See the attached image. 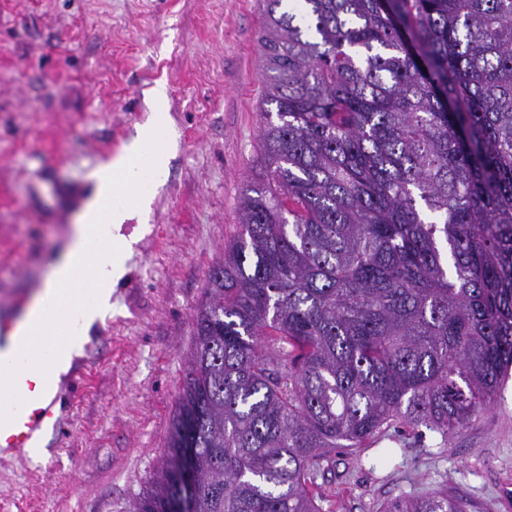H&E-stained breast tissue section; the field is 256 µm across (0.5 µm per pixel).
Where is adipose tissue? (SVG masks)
Wrapping results in <instances>:
<instances>
[{
  "label": "adipose tissue",
  "mask_w": 512,
  "mask_h": 512,
  "mask_svg": "<svg viewBox=\"0 0 512 512\" xmlns=\"http://www.w3.org/2000/svg\"><path fill=\"white\" fill-rule=\"evenodd\" d=\"M164 121V113H154L116 158L101 165L93 195L79 211L26 309L25 320L41 323L31 341L33 350H40L51 331H63L61 342L48 356L53 377L69 371L89 340V329L112 309V290L126 274L132 252L123 226L134 211H146L150 204L135 189L143 171L159 176L166 169L165 155L148 150Z\"/></svg>",
  "instance_id": "1"
}]
</instances>
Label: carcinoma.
<instances>
[{"label": "carcinoma", "mask_w": 512, "mask_h": 512, "mask_svg": "<svg viewBox=\"0 0 512 512\" xmlns=\"http://www.w3.org/2000/svg\"><path fill=\"white\" fill-rule=\"evenodd\" d=\"M267 183L210 270L132 512H321L338 448L447 437L512 376V0H263ZM385 512H466L446 490Z\"/></svg>", "instance_id": "carcinoma-1"}]
</instances>
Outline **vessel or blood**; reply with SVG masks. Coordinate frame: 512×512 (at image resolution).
Instances as JSON below:
<instances>
[{"mask_svg": "<svg viewBox=\"0 0 512 512\" xmlns=\"http://www.w3.org/2000/svg\"><path fill=\"white\" fill-rule=\"evenodd\" d=\"M14 382L21 404L0 410V449L27 447L34 431L51 415L47 399L63 396L61 387L55 386L47 369L35 359L31 360L29 369L15 374Z\"/></svg>", "mask_w": 512, "mask_h": 512, "instance_id": "1", "label": "vessel or blood"}]
</instances>
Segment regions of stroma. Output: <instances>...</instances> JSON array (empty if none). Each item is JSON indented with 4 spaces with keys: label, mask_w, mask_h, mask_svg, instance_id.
<instances>
[{
    "label": "stroma",
    "mask_w": 512,
    "mask_h": 512,
    "mask_svg": "<svg viewBox=\"0 0 512 512\" xmlns=\"http://www.w3.org/2000/svg\"><path fill=\"white\" fill-rule=\"evenodd\" d=\"M261 0H0V316L26 306L93 176L166 89L138 239L56 454L0 460V512H129L163 469L208 277L262 175ZM322 512L445 489L512 512V380L450 437L403 426L317 478Z\"/></svg>",
    "instance_id": "1"
}]
</instances>
